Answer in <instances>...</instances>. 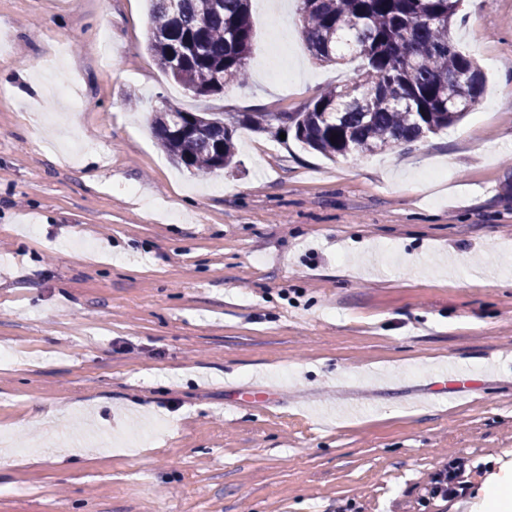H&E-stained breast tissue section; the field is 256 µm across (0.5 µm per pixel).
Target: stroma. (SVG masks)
<instances>
[{
    "mask_svg": "<svg viewBox=\"0 0 512 512\" xmlns=\"http://www.w3.org/2000/svg\"><path fill=\"white\" fill-rule=\"evenodd\" d=\"M250 79L196 97L147 0H0V512H487L512 490V0H461V121L329 160L237 126L177 167L153 110L294 112L353 84L297 0H251ZM453 366L473 391L436 392ZM266 390L229 406L231 387ZM470 494L430 500L449 457Z\"/></svg>",
    "mask_w": 512,
    "mask_h": 512,
    "instance_id": "35a3bbf8",
    "label": "stroma"
}]
</instances>
